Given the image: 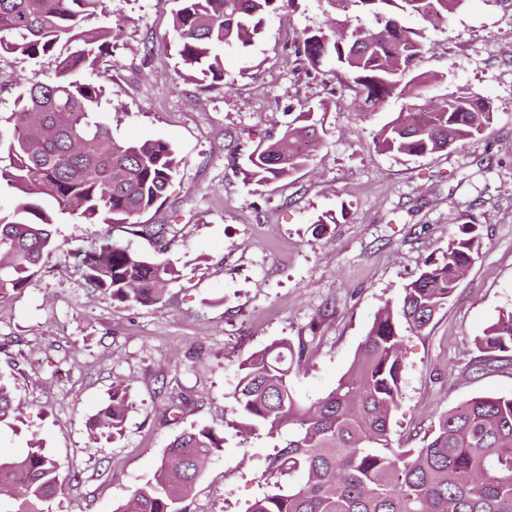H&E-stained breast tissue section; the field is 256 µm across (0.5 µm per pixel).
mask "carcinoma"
I'll return each mask as SVG.
<instances>
[{
    "mask_svg": "<svg viewBox=\"0 0 512 512\" xmlns=\"http://www.w3.org/2000/svg\"><path fill=\"white\" fill-rule=\"evenodd\" d=\"M173 40L186 78L200 85L224 81V48L245 49L270 8L297 0H172ZM326 23L302 32L298 55L313 69L336 70L340 89L362 108L376 109L427 51L409 17L446 18L463 0H324ZM104 0H0V53L36 60L60 42L74 50L59 58L56 78L34 79L17 97L0 137V185L19 191L0 206V299L22 290L53 250L76 259L85 280L121 302L151 306L163 299L173 269L142 254L132 238L176 239L164 225L134 219L157 205L175 177V147L163 139L117 140L106 119L102 86L76 77L94 69V45H107L118 27L90 28ZM322 102L296 113L276 138L255 145L241 173L254 185L288 178L309 166L322 142ZM482 99L463 91L432 106L412 103L375 134V144L397 155L423 157L462 147L494 123ZM104 225L86 247L66 249L53 237L56 213ZM124 229L127 240L113 231ZM476 216L448 240L442 259L407 283L396 304L386 303L336 387L308 406L294 396L293 377L305 362L304 344L285 338L238 363L234 399L242 433L279 436L266 460L273 488L247 512H512V397L476 396L442 415L419 448L392 437L391 418L402 398L404 333L419 334L458 290L479 256ZM486 367L512 351V312L476 340ZM130 406L127 386L115 383L110 402L94 418L92 437L122 435ZM17 415L0 382V421ZM212 428L182 431L165 449L152 478L114 512H187L202 465L222 451ZM23 475L16 483L12 477ZM303 476L285 487L281 477ZM79 475H64L40 442L25 455L0 458V501L6 512H53V503Z\"/></svg>",
    "mask_w": 512,
    "mask_h": 512,
    "instance_id": "cac0c4a2",
    "label": "carcinoma"
}]
</instances>
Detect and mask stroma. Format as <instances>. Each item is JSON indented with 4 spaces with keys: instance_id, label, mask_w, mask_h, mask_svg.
<instances>
[{
    "instance_id": "35a3bbf8",
    "label": "stroma",
    "mask_w": 512,
    "mask_h": 512,
    "mask_svg": "<svg viewBox=\"0 0 512 512\" xmlns=\"http://www.w3.org/2000/svg\"><path fill=\"white\" fill-rule=\"evenodd\" d=\"M172 0H105L120 36L96 52L106 74L112 134L163 138L178 151L167 198L141 214L177 244L136 247L173 270L165 302L144 307L89 288L81 267L45 255L21 292L0 299V378L18 418L0 422V456L39 439L61 471L80 475L54 512H114L144 484L181 431L211 427L224 448L204 469L188 512H246L267 491L274 439L239 433L232 396L241 357L286 338L306 345L297 399L332 390L385 303L439 258L464 215L481 224L478 259L421 334L407 335L403 397L394 438L419 447L441 415L478 395L512 396V352L478 369L475 340L512 310V0H464L447 21L410 19L428 51L420 72L440 97L463 89L484 99L492 127L464 147L425 157L380 151L373 136L410 98L399 90L364 112L334 95V72L305 70L304 29L323 24V0L268 14L246 53L224 54V81L184 79L172 47ZM55 55L0 54V116L32 78L54 76ZM327 103L325 134L310 165L263 187L241 169L259 139L277 133L302 102ZM334 221L314 230L318 216ZM102 224L60 214L64 249L88 245ZM130 392L122 435L91 440L89 423L115 381Z\"/></svg>"
}]
</instances>
